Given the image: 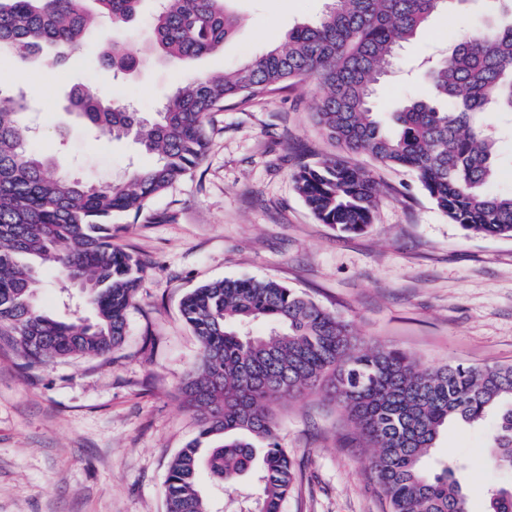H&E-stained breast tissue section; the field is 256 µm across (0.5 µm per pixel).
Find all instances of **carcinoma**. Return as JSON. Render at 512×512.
I'll list each match as a JSON object with an SVG mask.
<instances>
[{"label": "carcinoma", "instance_id": "1", "mask_svg": "<svg viewBox=\"0 0 512 512\" xmlns=\"http://www.w3.org/2000/svg\"><path fill=\"white\" fill-rule=\"evenodd\" d=\"M141 2L0 0V54L62 67L63 50L81 47L95 18L124 27ZM227 2L165 0L153 16L157 53L188 60L223 47L236 24ZM462 2L330 0L318 20L288 34L285 46L231 72L189 78L152 120L85 85L72 86L71 106L91 128L132 137L158 156L123 183L49 176L48 161L33 148L25 97H0V339L30 369L119 349L146 263L112 243L113 218L159 220L151 203L203 161L209 118L224 102L310 76L323 81L314 115L331 143L413 172L464 229L511 239L512 193L489 191L496 141L479 114L489 105L512 112V23L489 25L423 64L429 99L409 98L388 117L372 99L403 44L433 14ZM99 63L119 74L136 69L140 57L111 39ZM293 179L322 223L349 233L372 223L377 188L368 170L330 154L299 162ZM44 265L79 288L94 320L65 321L38 306ZM181 312L202 348L182 389L200 430L171 463L167 512H213L197 482L200 470L233 493L255 466L259 488L248 512H281L299 475L277 441V405L323 391L354 428L389 512H467L458 465L450 460L434 473L424 466L451 423L479 426L495 415L484 462L512 471V365L428 367L403 350L365 345L346 320L273 280L209 282L185 295ZM256 322L269 332L252 333ZM203 439L211 447H201ZM488 512H512V486L491 491Z\"/></svg>", "mask_w": 512, "mask_h": 512}]
</instances>
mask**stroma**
Segmentation results:
<instances>
[{"instance_id":"obj_1","label":"stroma","mask_w":512,"mask_h":512,"mask_svg":"<svg viewBox=\"0 0 512 512\" xmlns=\"http://www.w3.org/2000/svg\"><path fill=\"white\" fill-rule=\"evenodd\" d=\"M231 7L240 22L223 51L186 63L156 56L146 12L123 32L146 59L130 75L115 77L99 66V45L112 33L106 23L95 24L64 68L41 62L23 68L1 58L0 93H26L34 145L51 160L50 175L111 184L153 161L133 139L98 134L74 114L73 84L150 118L188 76L236 69L285 45L292 29L322 15L326 0H233ZM486 11L484 0H470L467 24L446 12L433 16L376 86L378 111L427 96L418 64L464 31H477ZM322 92L312 76L246 102H226L210 118L204 161L154 199L161 222L115 217L114 243L149 268L127 313L125 342L112 357H73L30 373L0 341V512H166L170 464L198 436L181 388L201 348L180 304L211 281L275 280L349 321L365 344L404 350L428 366L512 365V239L464 230L413 174L364 152L349 160L379 183L365 232L321 223L298 196L291 179L297 160L333 151L314 118ZM481 120L501 132L495 187L512 189V114L491 110ZM37 302L65 320L93 316L49 266L41 271ZM277 421L279 442L300 471L281 512H388L333 402L321 395L283 400ZM490 429L449 425L429 455L465 462L469 512H486L489 487L512 483V474L481 460Z\"/></svg>"}]
</instances>
